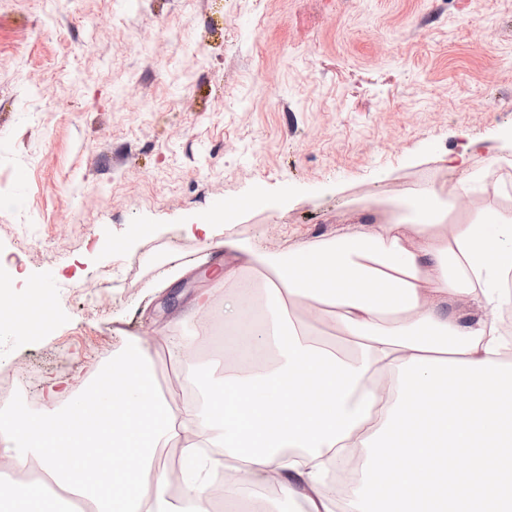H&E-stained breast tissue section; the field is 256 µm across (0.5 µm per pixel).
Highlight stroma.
I'll list each match as a JSON object with an SVG mask.
<instances>
[{"label": "stroma", "instance_id": "obj_1", "mask_svg": "<svg viewBox=\"0 0 512 512\" xmlns=\"http://www.w3.org/2000/svg\"><path fill=\"white\" fill-rule=\"evenodd\" d=\"M472 140L512 165V0H0V281L50 318L0 333L18 415L168 325L185 225L282 255Z\"/></svg>", "mask_w": 512, "mask_h": 512}]
</instances>
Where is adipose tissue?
Returning a JSON list of instances; mask_svg holds the SVG:
<instances>
[{
  "label": "adipose tissue",
  "instance_id": "1",
  "mask_svg": "<svg viewBox=\"0 0 512 512\" xmlns=\"http://www.w3.org/2000/svg\"><path fill=\"white\" fill-rule=\"evenodd\" d=\"M211 286L172 328L207 312L229 333L233 358L208 404L157 388L158 362L197 385L181 347L125 334L81 392L54 417L0 404V453L17 470L38 460L67 512H211L207 466L240 473L225 501L254 512L274 498L299 512H337L325 479L340 459L362 465L363 439L397 398L412 357L512 364V206L460 210L436 192L389 205L378 219L273 256L227 238ZM332 324L335 343L315 338Z\"/></svg>",
  "mask_w": 512,
  "mask_h": 512
}]
</instances>
